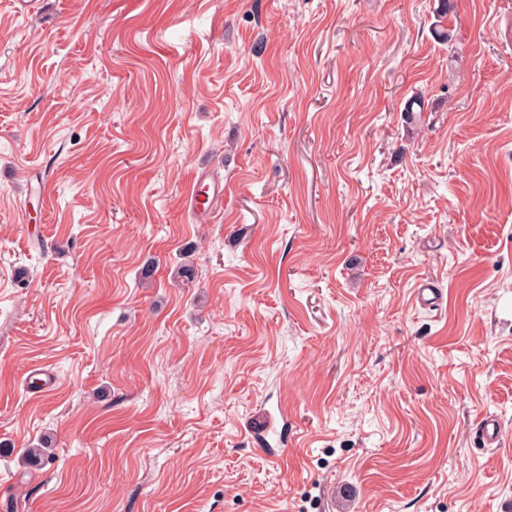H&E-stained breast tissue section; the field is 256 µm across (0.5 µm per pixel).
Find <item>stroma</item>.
I'll list each match as a JSON object with an SVG mask.
<instances>
[{"instance_id":"obj_1","label":"stroma","mask_w":512,"mask_h":512,"mask_svg":"<svg viewBox=\"0 0 512 512\" xmlns=\"http://www.w3.org/2000/svg\"><path fill=\"white\" fill-rule=\"evenodd\" d=\"M41 2L0 0V512H512V0L446 45L438 0ZM206 178L207 177L203 174L198 176L197 181L195 183V191L193 192V194L190 197V203H191L192 207L196 208L200 212L201 217H204L207 214L209 207L205 208L203 206V204H202V208H200L198 206V204H201L198 201V193H197V189L199 186L205 185V187L207 188V190L205 191L207 203L209 202V194H207V191H211V194H212L210 204L217 203L224 195V186L221 183H218L214 180L211 183H206L205 182ZM500 425L494 418H482L471 431V437L475 447L492 448L500 440Z\"/></svg>"}]
</instances>
